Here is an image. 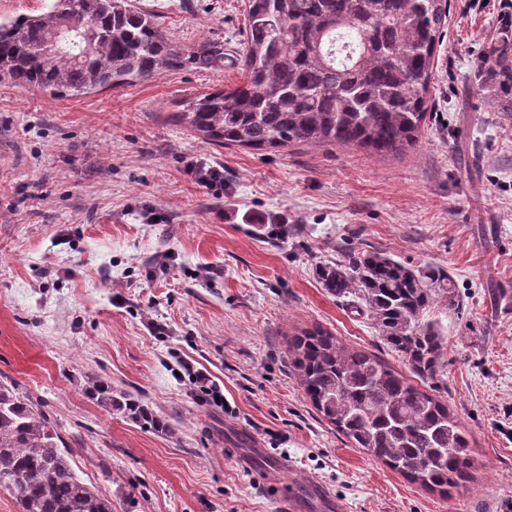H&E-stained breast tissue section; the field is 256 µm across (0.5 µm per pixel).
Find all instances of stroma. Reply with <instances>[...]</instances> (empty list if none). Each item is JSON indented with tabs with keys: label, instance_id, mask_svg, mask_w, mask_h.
<instances>
[{
	"label": "stroma",
	"instance_id": "stroma-1",
	"mask_svg": "<svg viewBox=\"0 0 512 512\" xmlns=\"http://www.w3.org/2000/svg\"><path fill=\"white\" fill-rule=\"evenodd\" d=\"M136 3L178 45L229 49L248 7ZM505 5L452 0L426 124L384 158L204 142L173 114L240 82L230 66L80 97L0 84V381L57 424L112 512H281L254 481L265 461L327 487L308 512H512V122L470 81ZM197 165L219 169L223 188L199 185ZM349 249L452 277L458 308L426 315L445 365L420 384L469 434L475 465L451 497L352 447L288 360L289 337L319 327L404 370L372 319L316 279ZM94 378L141 398L172 433L105 411L85 394Z\"/></svg>",
	"mask_w": 512,
	"mask_h": 512
}]
</instances>
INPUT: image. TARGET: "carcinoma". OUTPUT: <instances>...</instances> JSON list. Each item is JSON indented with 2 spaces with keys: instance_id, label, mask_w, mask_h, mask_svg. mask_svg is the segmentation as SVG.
<instances>
[{
  "instance_id": "1",
  "label": "carcinoma",
  "mask_w": 512,
  "mask_h": 512,
  "mask_svg": "<svg viewBox=\"0 0 512 512\" xmlns=\"http://www.w3.org/2000/svg\"><path fill=\"white\" fill-rule=\"evenodd\" d=\"M449 9L448 0H249L235 52L242 82L184 99L176 115L221 147L399 153L426 120ZM223 66L224 44L182 47L133 0H53L44 13L0 20V83L53 98ZM474 83L512 118V14L502 15ZM316 276L329 294L355 299L414 377L436 378L445 339L424 313L458 304L448 272L364 250L318 266ZM289 356L312 406L356 447L430 492L448 497L463 486L474 466L469 435L442 400L321 328L294 337ZM87 394L144 428L169 429L108 383L93 382ZM0 477L21 512H112L77 474L56 425L8 380L0 381Z\"/></svg>"
}]
</instances>
